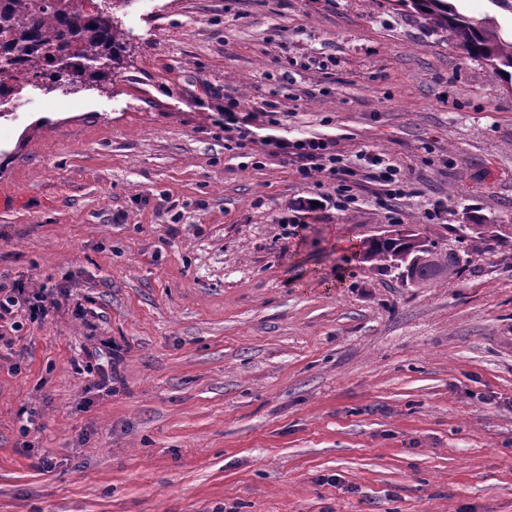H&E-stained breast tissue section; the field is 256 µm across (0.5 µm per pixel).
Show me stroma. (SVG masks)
Returning a JSON list of instances; mask_svg holds the SVG:
<instances>
[{
  "instance_id": "35a3bbf8",
  "label": "stroma",
  "mask_w": 512,
  "mask_h": 512,
  "mask_svg": "<svg viewBox=\"0 0 512 512\" xmlns=\"http://www.w3.org/2000/svg\"><path fill=\"white\" fill-rule=\"evenodd\" d=\"M119 16L111 83L0 105V284L60 297L0 319V512H512V89L395 0ZM228 111L334 139L352 203L279 224L336 183ZM394 221L467 262L341 261ZM364 156V160L370 167H379L373 172V178L383 188L386 198L389 200L401 199L406 195V182L399 175V170L392 166H382L383 160L379 154L368 150Z\"/></svg>"
}]
</instances>
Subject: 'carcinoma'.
Here are the masks:
<instances>
[{
  "mask_svg": "<svg viewBox=\"0 0 512 512\" xmlns=\"http://www.w3.org/2000/svg\"><path fill=\"white\" fill-rule=\"evenodd\" d=\"M462 0H400L402 6L421 15L435 28L446 30L457 44L512 83V22L501 24L496 16L469 15ZM1 52L19 51L46 61L53 68L52 84L70 90L84 85L77 69L103 82L111 77L125 45V31L114 14L103 9L86 10V0H0ZM413 261V285L448 281L458 274L462 259L457 252L441 256L433 243L419 244L396 231L386 239H367L355 259L386 270L398 269L403 256Z\"/></svg>",
  "mask_w": 512,
  "mask_h": 512,
  "instance_id": "1",
  "label": "carcinoma"
}]
</instances>
